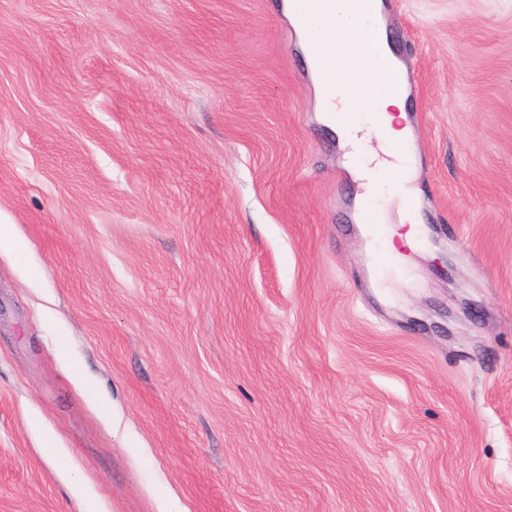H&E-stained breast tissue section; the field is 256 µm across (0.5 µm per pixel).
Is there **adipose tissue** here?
<instances>
[{
	"label": "adipose tissue",
	"mask_w": 512,
	"mask_h": 512,
	"mask_svg": "<svg viewBox=\"0 0 512 512\" xmlns=\"http://www.w3.org/2000/svg\"><path fill=\"white\" fill-rule=\"evenodd\" d=\"M332 19L315 11L312 0H284L283 9L302 35V48L311 70L319 108L346 150V166L365 189L360 202H372L381 183L400 187L405 203H417L412 186L415 162L405 152L409 130L403 120L407 109L405 87L383 83L373 109L357 116L358 96L373 83L369 73L378 69L400 72L402 65L388 45L381 0H370L367 15H360L353 0H332ZM383 134L388 147H402L392 160L379 159L369 147L372 134Z\"/></svg>",
	"instance_id": "ef3b65f1"
}]
</instances>
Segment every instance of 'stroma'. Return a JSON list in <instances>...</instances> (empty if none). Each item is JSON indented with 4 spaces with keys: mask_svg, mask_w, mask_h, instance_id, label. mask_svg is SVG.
<instances>
[{
    "mask_svg": "<svg viewBox=\"0 0 512 512\" xmlns=\"http://www.w3.org/2000/svg\"><path fill=\"white\" fill-rule=\"evenodd\" d=\"M280 3L0 0V512H512V0H382L386 288Z\"/></svg>",
    "mask_w": 512,
    "mask_h": 512,
    "instance_id": "1",
    "label": "stroma"
}]
</instances>
